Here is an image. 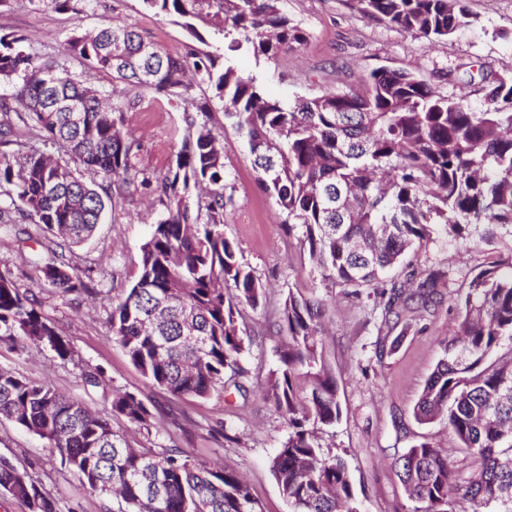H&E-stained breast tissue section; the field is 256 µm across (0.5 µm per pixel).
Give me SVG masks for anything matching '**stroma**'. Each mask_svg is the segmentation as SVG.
<instances>
[{"mask_svg":"<svg viewBox=\"0 0 512 512\" xmlns=\"http://www.w3.org/2000/svg\"><path fill=\"white\" fill-rule=\"evenodd\" d=\"M280 5L306 40L271 58L255 56L247 48L225 53L217 19L197 21L200 36L195 39L176 18L146 10L141 0H97L92 10L80 15L55 9L46 0H0V35L25 36L37 53L106 94L116 85L111 73L65 54L64 44L74 30L91 33L112 23L130 24L173 54L192 50L230 57L267 93L289 100L358 88L371 70L387 67L410 70L436 93L477 109L483 103L485 79L512 76V0H466L472 25L443 39H427L364 18L351 0H281ZM194 94L209 99V126L224 146L226 182L232 189L224 235L237 244L267 287L261 306L243 312L244 328L252 339L245 362L248 396L174 398L149 384L113 343L111 299L135 280L141 246L162 209L157 196L136 191L113 196V206L94 237L64 254L66 262L90 276L87 294L64 295L40 283L30 262L40 250L41 232L35 225L0 224V270H10L18 285L36 296L42 313L73 351L63 360L50 349L0 339V368L51 381L59 391L85 401L108 416L134 447L184 448L196 459L237 468L263 512H290L270 469L287 427L263 391L278 364L279 317L289 289L314 293L330 308L325 358L336 376L341 405L339 421L321 433L320 442L325 451L345 459L365 512H414L415 504L405 495L394 466L397 454L425 436L453 456L459 479H467L471 471L447 420L417 423L413 407L457 327L453 298L498 256L501 245L475 237L453 240L436 230L407 260L449 274L450 280L435 289L432 303L424 307L410 301L400 322L388 327L381 321L384 297L374 291L345 296L311 264L301 228H287L275 200L258 184L247 141L225 121L223 103L203 84ZM137 95L139 105L126 119L140 146L138 165L156 181L176 165L186 128L184 103L146 88ZM23 228L28 231L24 237L19 234ZM96 369L102 372L100 384L88 386L84 374ZM116 390L136 394L153 413L157 430L135 429L113 414ZM221 423L240 437V444L230 447L213 437L212 427ZM0 456L25 470L60 512L116 508L111 500L91 495L39 437L5 420L0 421Z\"/></svg>","mask_w":512,"mask_h":512,"instance_id":"1","label":"stroma"}]
</instances>
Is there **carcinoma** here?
<instances>
[{
    "mask_svg": "<svg viewBox=\"0 0 512 512\" xmlns=\"http://www.w3.org/2000/svg\"><path fill=\"white\" fill-rule=\"evenodd\" d=\"M45 2L79 15L92 0ZM142 2L180 18L199 41L192 19L204 7L214 10L231 38L229 51L247 45L268 56L304 42L280 0ZM355 8L429 39L471 25L465 0H355ZM67 50L116 74L123 100L106 104L25 37L0 35V83L10 86L0 94V145L10 143L13 113L58 149L55 157L33 146L1 152L0 193L20 220L40 228L35 266L62 294L88 288L51 236L82 244L101 223L112 184L130 185L141 174L138 144L123 131L125 114L138 105L132 92L150 88L201 114L189 122L175 167L154 184L140 180L164 210L141 246L134 283L112 298L110 314L112 341L151 384L175 396L205 399L230 389L247 395L250 343L238 318L265 298L261 280L224 237L231 201L224 147L208 127V103L192 96L195 81L224 102L225 118L247 139L259 185L276 199L284 223L301 227L312 265L351 295L390 286L385 315H399L406 285L419 288L408 298L422 301L439 286L442 275L428 269H413L402 282L380 280L434 227L507 245L508 256L479 270L456 296L457 331L414 407L422 423L447 417L471 461L470 478L458 482L448 454L425 438L396 465L416 512H467L466 502L512 512V77L488 81L480 111L436 94L410 71L385 67L367 74L359 90L288 101L267 95L227 60L219 69L209 54L173 55L131 25L75 33ZM325 311L323 301L299 290L284 299L280 330L287 341L276 349L278 367L264 399L283 416L288 435L270 468L290 512H363L346 463L318 442V430L341 415L336 378L323 357ZM0 333L61 359L71 354L8 270L0 271ZM112 412L136 428L153 426L133 393H114ZM0 419L44 440L91 494L115 498L118 512H262L236 469L195 460L183 448H134L105 416L48 381L0 369ZM0 493L25 500L30 512H56L28 474L3 457Z\"/></svg>",
    "mask_w": 512,
    "mask_h": 512,
    "instance_id": "obj_1",
    "label": "carcinoma"
}]
</instances>
